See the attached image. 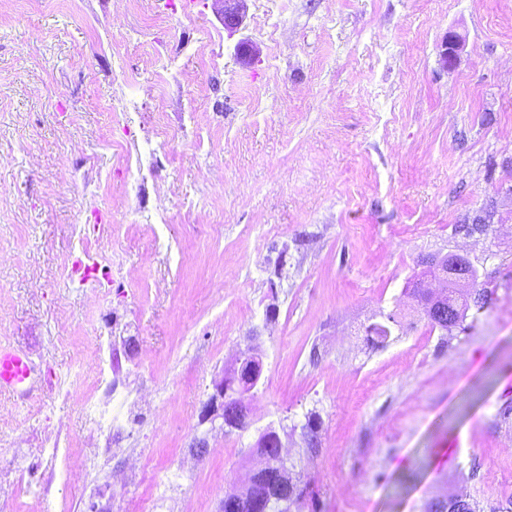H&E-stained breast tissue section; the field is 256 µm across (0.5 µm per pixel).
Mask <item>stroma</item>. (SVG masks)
I'll return each mask as SVG.
<instances>
[{
  "label": "stroma",
  "instance_id": "obj_1",
  "mask_svg": "<svg viewBox=\"0 0 512 512\" xmlns=\"http://www.w3.org/2000/svg\"><path fill=\"white\" fill-rule=\"evenodd\" d=\"M245 5L233 33L215 0H0V345L87 382L111 346L128 388L155 391L109 463L143 455L152 480L129 477L112 512H217L269 426L301 477L292 512H424L460 489L495 512L512 498V0ZM483 209L498 223L462 231ZM451 252L492 299L445 332L407 286ZM251 347V425L193 455ZM55 404L42 385L0 395V452L35 450Z\"/></svg>",
  "mask_w": 512,
  "mask_h": 512
}]
</instances>
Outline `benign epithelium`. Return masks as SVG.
Here are the masks:
<instances>
[{
	"mask_svg": "<svg viewBox=\"0 0 512 512\" xmlns=\"http://www.w3.org/2000/svg\"><path fill=\"white\" fill-rule=\"evenodd\" d=\"M222 4L221 15L227 26L233 27L240 21V4L243 0H216ZM463 41L455 33H448L442 52V62L446 67L456 64ZM478 274L471 260L461 254L426 259L415 287L430 290L433 283L452 282L458 287L469 290L473 288ZM447 291H433L432 302L424 308L426 318L436 324L450 327L459 324L464 308L446 301ZM239 367L232 377L219 379L214 383V392L203 404L200 424H210L205 430L194 436L190 448L194 454L201 456L209 448L208 434L215 429H224L232 425L242 427L252 423L249 410L244 403V396L255 389L261 381L262 363L253 351L240 354L237 359Z\"/></svg>",
	"mask_w": 512,
	"mask_h": 512,
	"instance_id": "7a95c632",
	"label": "benign epithelium"
}]
</instances>
